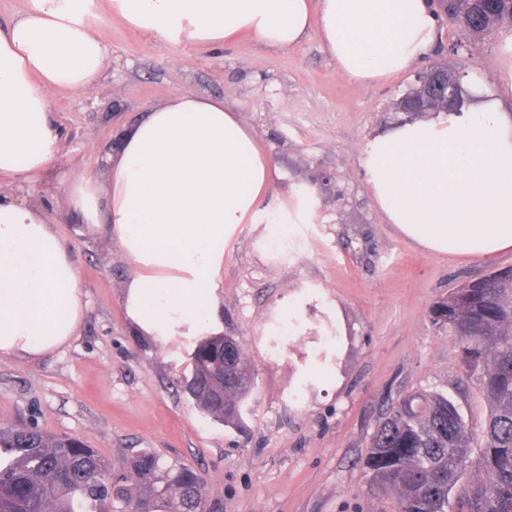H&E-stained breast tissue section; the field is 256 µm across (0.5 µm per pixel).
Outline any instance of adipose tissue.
<instances>
[{"mask_svg": "<svg viewBox=\"0 0 512 512\" xmlns=\"http://www.w3.org/2000/svg\"><path fill=\"white\" fill-rule=\"evenodd\" d=\"M113 15L164 46L222 50L238 35L285 51L318 32L349 80L369 86L415 68L439 41L435 0H108ZM96 0H26L0 29V360H34L75 335L86 301L68 242L28 204L59 160L48 101L106 76ZM492 82L470 74L474 103L401 121L361 153L386 223L434 255L512 249V35ZM107 184L66 187L84 223L130 263L121 305L133 332L166 347L224 330V248L242 224H286L276 167L225 100L179 92L100 145Z\"/></svg>", "mask_w": 512, "mask_h": 512, "instance_id": "obj_1", "label": "adipose tissue"}]
</instances>
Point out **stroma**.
<instances>
[{"label":"stroma","mask_w":512,"mask_h":512,"mask_svg":"<svg viewBox=\"0 0 512 512\" xmlns=\"http://www.w3.org/2000/svg\"><path fill=\"white\" fill-rule=\"evenodd\" d=\"M99 36L111 54L107 78L50 97L64 146L30 196L68 239L87 309L53 354L0 360V425L78 437L117 474L139 452L193 467L206 477L208 512H394V500L370 491L364 467L380 413L415 391L448 394L476 426L487 413L477 385L459 380L455 338L429 309L466 280L512 265V251L427 253L372 206L361 151L398 120L392 104L415 71L358 85L314 35L285 51L247 37L221 52L167 48L111 17ZM180 91L227 98L280 171L276 193L304 190L318 216L289 225L282 257L271 254L265 224L243 225L224 251V332L255 375L240 429L183 392L190 346L133 333L120 303L129 265L62 190L95 169L99 143Z\"/></svg>","instance_id":"obj_1"}]
</instances>
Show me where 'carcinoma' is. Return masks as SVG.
<instances>
[{
	"label": "carcinoma",
	"instance_id": "carcinoma-1",
	"mask_svg": "<svg viewBox=\"0 0 512 512\" xmlns=\"http://www.w3.org/2000/svg\"><path fill=\"white\" fill-rule=\"evenodd\" d=\"M441 17L461 38L512 23V0H442ZM461 288L468 305L455 310L454 295L430 309L475 362H461L488 405L480 428L439 392H413L390 405L371 435L365 467L395 512H512V277L489 273ZM184 390L214 420L240 428L254 389L233 336H209L190 353ZM477 454H472L473 444ZM133 477L136 491L125 485ZM200 473L166 466L141 453L128 474L71 435L48 434L34 425L0 426V512H206Z\"/></svg>",
	"mask_w": 512,
	"mask_h": 512
}]
</instances>
